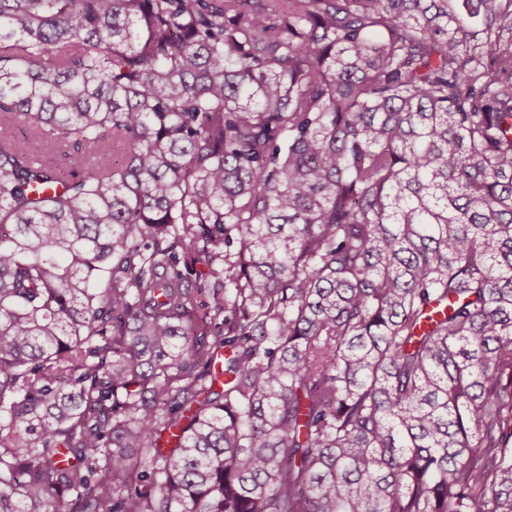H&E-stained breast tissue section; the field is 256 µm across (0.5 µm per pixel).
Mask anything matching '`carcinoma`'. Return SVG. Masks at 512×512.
<instances>
[{
  "label": "carcinoma",
  "mask_w": 512,
  "mask_h": 512,
  "mask_svg": "<svg viewBox=\"0 0 512 512\" xmlns=\"http://www.w3.org/2000/svg\"><path fill=\"white\" fill-rule=\"evenodd\" d=\"M68 505L512 512V0H0V512Z\"/></svg>",
  "instance_id": "1"
}]
</instances>
